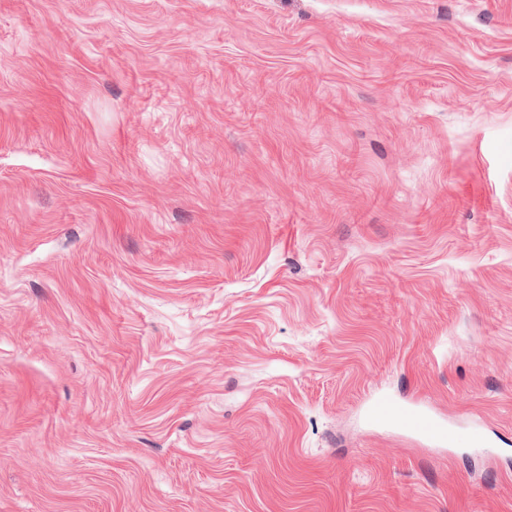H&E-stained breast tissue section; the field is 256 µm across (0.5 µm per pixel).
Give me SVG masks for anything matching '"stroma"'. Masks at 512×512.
<instances>
[{"instance_id":"obj_1","label":"stroma","mask_w":512,"mask_h":512,"mask_svg":"<svg viewBox=\"0 0 512 512\" xmlns=\"http://www.w3.org/2000/svg\"><path fill=\"white\" fill-rule=\"evenodd\" d=\"M0 512H512V0H0ZM373 422L397 421L407 424L413 432L438 442H452L453 433L447 426L425 411L401 404L396 400L381 396L371 402L368 408Z\"/></svg>"}]
</instances>
